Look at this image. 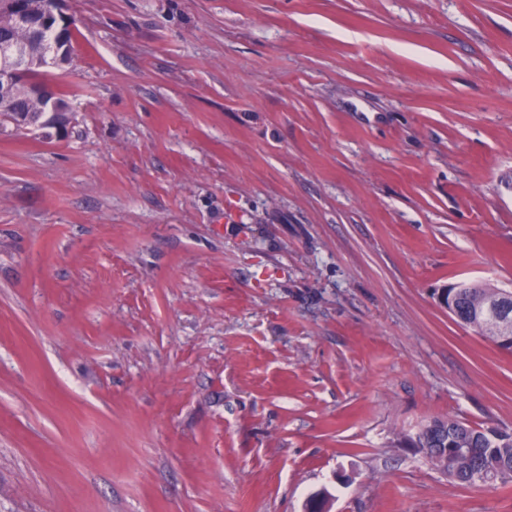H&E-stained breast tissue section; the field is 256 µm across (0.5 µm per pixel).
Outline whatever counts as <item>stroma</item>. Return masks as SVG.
I'll use <instances>...</instances> for the list:
<instances>
[{
	"label": "stroma",
	"mask_w": 512,
	"mask_h": 512,
	"mask_svg": "<svg viewBox=\"0 0 512 512\" xmlns=\"http://www.w3.org/2000/svg\"><path fill=\"white\" fill-rule=\"evenodd\" d=\"M0 125V512H512L396 435L512 431V0H64ZM8 0H0V40H9L17 37L28 42L38 40L44 66L32 70L39 65V59L34 58L29 49L20 50L13 63L10 64L5 72H2L3 82L5 83L4 92L0 90V116L3 121L12 123V115L2 112H10L21 123V127L29 132L39 131L43 127L54 128L58 136H63L70 123V104L61 97L60 87L55 81L48 80V70L50 60L53 58L55 43L48 32H40L45 27H51L56 34V48L58 53L53 60V67L63 74L66 66L70 62L73 54V43L69 36L73 29L72 19L62 10L63 0H11L8 1L10 7L19 17L29 21L36 30H25L17 25L14 13L7 6ZM59 23L61 27L59 28ZM16 87H23L25 91L40 101L41 108L36 115H22L13 112H22L13 106L12 95L9 89L15 90ZM459 288L444 286L436 293L438 302L448 309L450 296L454 301L455 311L451 314L455 320L473 330L478 336L494 343L499 349L497 340L501 329L511 334L504 341L512 345V291L494 288L486 284L460 282ZM511 345L505 352L512 353Z\"/></svg>",
	"instance_id": "1"
}]
</instances>
